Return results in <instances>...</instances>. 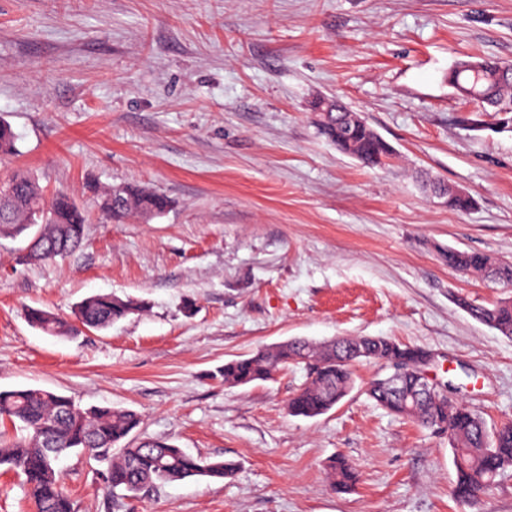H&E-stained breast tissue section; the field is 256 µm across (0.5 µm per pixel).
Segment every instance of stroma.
Listing matches in <instances>:
<instances>
[{
  "instance_id": "obj_1",
  "label": "stroma",
  "mask_w": 512,
  "mask_h": 512,
  "mask_svg": "<svg viewBox=\"0 0 512 512\" xmlns=\"http://www.w3.org/2000/svg\"><path fill=\"white\" fill-rule=\"evenodd\" d=\"M512 61V0H0V121L45 197L85 210L80 250L21 264L0 235V390L40 387L138 412L141 438L235 461L224 480L129 498L105 464L60 468L75 512H512V471L457 501L444 435L354 389L326 414L288 415L305 380L225 386V361L301 337L387 336L437 356L448 397L488 428L512 422V339L472 319L504 288L449 267L448 249L512 261V123L448 84L458 60ZM342 101L393 148L369 168L317 129ZM465 190L448 208L422 175ZM167 195L161 216L112 223L96 188ZM111 293L146 311L103 331L44 334ZM346 457L348 491L326 465ZM28 318L33 326L51 336H69L76 331L72 323L41 309H30Z\"/></svg>"
}]
</instances>
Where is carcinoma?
I'll return each mask as SVG.
<instances>
[{
  "label": "carcinoma",
  "instance_id": "1",
  "mask_svg": "<svg viewBox=\"0 0 512 512\" xmlns=\"http://www.w3.org/2000/svg\"><path fill=\"white\" fill-rule=\"evenodd\" d=\"M449 82L474 99L502 112L512 108V62L499 70L474 71L459 60L449 71ZM319 130L337 150L358 157L368 167H384L393 150L367 123L357 126L340 119L336 103L323 108ZM17 151L11 127L0 122V159ZM430 187L445 199L448 207L467 211L472 198L447 185L433 181ZM170 206L169 199L154 190L136 185L108 186L100 192V207L115 223L133 217H156ZM83 210L65 192L46 201L43 190L31 174L14 170L0 182V230L37 231L24 261H51L76 250L84 238ZM448 266L463 274H478L512 287V262L488 254L448 249ZM476 321L512 338V302L491 306L460 302ZM142 302L110 293L83 299L75 308L78 323L88 329L106 330L130 315L142 312ZM30 323L51 336H69L72 323L41 309H31ZM424 349L399 344L384 336L338 337L317 343L293 338L272 348H261L224 363L221 377L226 386H243L267 381L280 370L301 366L307 380L289 399L287 409L294 416L314 418L334 408L355 387L353 367L362 361L378 365L396 363L404 367L401 389L416 386V366ZM369 396L389 413L417 421L435 432L448 434L454 455V494L466 504L490 489L498 477L512 469V424L491 431L483 418L468 406L448 399V384L435 395L415 404H403L384 383L369 384ZM0 418L19 424V439L0 435V466L24 476L37 512H72L73 503L54 460L73 450L107 464L106 477L112 490L132 496L164 482L189 478H230L236 464L231 461L194 457L170 439H143L134 446L125 440L140 426L137 413L112 406L83 408L69 396L43 388L0 391ZM334 489L346 491L357 481L354 467L337 458L330 464Z\"/></svg>",
  "mask_w": 512,
  "mask_h": 512
}]
</instances>
